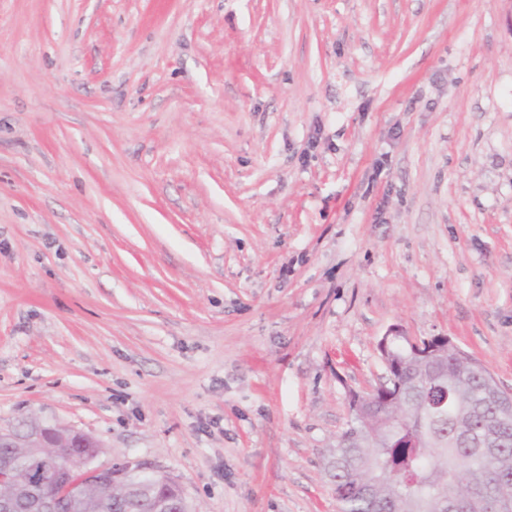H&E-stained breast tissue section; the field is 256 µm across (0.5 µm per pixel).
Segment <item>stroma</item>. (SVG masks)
Here are the masks:
<instances>
[{"instance_id": "1", "label": "stroma", "mask_w": 512, "mask_h": 512, "mask_svg": "<svg viewBox=\"0 0 512 512\" xmlns=\"http://www.w3.org/2000/svg\"><path fill=\"white\" fill-rule=\"evenodd\" d=\"M393 325L512 390V0H0V429L339 512Z\"/></svg>"}]
</instances>
